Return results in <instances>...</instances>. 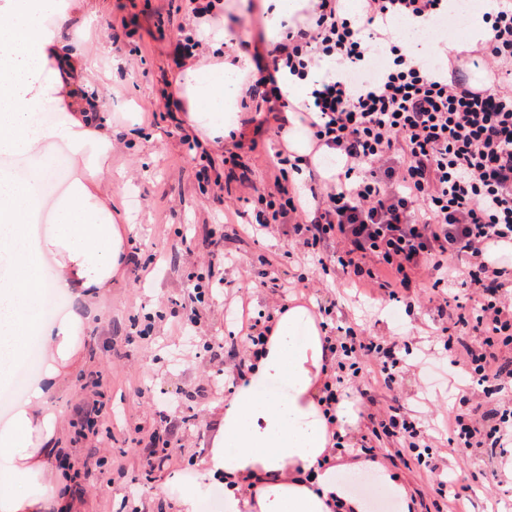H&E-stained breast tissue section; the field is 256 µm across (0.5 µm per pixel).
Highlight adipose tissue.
Here are the masks:
<instances>
[{"label":"adipose tissue","mask_w":512,"mask_h":512,"mask_svg":"<svg viewBox=\"0 0 512 512\" xmlns=\"http://www.w3.org/2000/svg\"><path fill=\"white\" fill-rule=\"evenodd\" d=\"M84 0H0V155H26L49 139L66 142L81 173L57 203L60 222L44 237L29 228L42 200L47 170L33 166L20 180L0 169V387L32 349L47 346L51 364L30 384L31 397L16 406L0 430V471L8 492L0 512H70L68 494L45 500L37 483L57 455L58 414L45 399L78 357L77 338L95 311L94 298L110 287L127 261L126 237L112 201L100 186L112 152V128L90 92L81 91L86 62L77 44L60 43L49 14L67 16ZM201 61L185 63L169 97L202 141L223 138L237 124L245 80L253 65L238 54L224 59L231 32L225 21L205 17L193 24ZM60 110L53 124L41 116ZM57 257L58 274L45 281L41 258ZM57 290L82 299L85 310L48 321L43 296ZM271 341L254 359L224 413L197 478L178 488L183 512H200L201 493L223 478L222 512H364L326 454V421L318 383L328 359L313 314L303 306L279 309ZM259 485L256 497L244 496Z\"/></svg>","instance_id":"adipose-tissue-1"}]
</instances>
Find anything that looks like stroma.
<instances>
[{"instance_id":"stroma-1","label":"stroma","mask_w":512,"mask_h":512,"mask_svg":"<svg viewBox=\"0 0 512 512\" xmlns=\"http://www.w3.org/2000/svg\"><path fill=\"white\" fill-rule=\"evenodd\" d=\"M186 0H92L88 9L62 24V40L84 38L88 54L85 83L102 92L112 122V154L104 165L105 189L112 207L127 217L129 262L123 273L97 299L98 313L79 338V360L49 402L61 416L58 446L69 465L85 464L127 448L120 466L92 472L81 481L74 512H121L128 492H136L140 512H180L176 489L196 479L208 455L215 421L228 396L216 371H232L249 359V351L233 337L241 308L271 320L283 302L264 288L269 261L277 275L296 288L318 280L326 287L318 301L334 302L330 326L354 327L365 335L400 342L403 372L393 387L373 389L377 404L403 407L408 416L426 424L458 406L470 391V379L449 365L436 370L427 362L444 356L438 338L441 323L424 298L378 300L344 286L341 277L321 276L319 262L329 259L296 250L283 230L249 237L238 229L239 217H225V206L244 210L254 189L273 190L274 151L280 139L273 131L254 137L251 110L240 114L237 136L223 146L199 153L182 142L185 124L169 111L166 94L177 69L172 62V34L186 18ZM124 33L112 41L113 30ZM239 156L250 185L233 180L218 188L196 176L203 159L223 172L224 158ZM223 245L237 261L220 263L214 245ZM220 279L204 300L192 298L195 285ZM182 304L189 335H175L173 304ZM152 328L159 338L153 349L139 336ZM96 400L111 407L115 417H128L131 430L116 433L111 448H91L77 439L79 409ZM168 430L175 448L167 468L148 471L142 454L129 451L131 439H147ZM440 469L462 484H473L466 512H512V464L488 459L479 450L436 455Z\"/></svg>"}]
</instances>
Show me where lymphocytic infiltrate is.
I'll return each instance as SVG.
<instances>
[{
  "instance_id": "lymphocytic-infiltrate-1",
  "label": "lymphocytic infiltrate",
  "mask_w": 512,
  "mask_h": 512,
  "mask_svg": "<svg viewBox=\"0 0 512 512\" xmlns=\"http://www.w3.org/2000/svg\"><path fill=\"white\" fill-rule=\"evenodd\" d=\"M447 0H363L360 20L348 18L341 0H315L303 21L280 42L255 53L257 70L247 88L257 111L288 131L285 114L301 111L313 149L341 161L335 177L310 197L292 188L297 156L279 148L276 192H260L247 229L260 235L272 225L306 254L336 245V265L349 284L366 288L386 277L387 287L409 292L423 283L429 302L456 328L445 350L451 366L472 378L466 409L443 416L454 451L482 448L494 458L512 455V264L491 261L492 245L512 243V85L496 72H512V0L488 14L491 38L457 59L448 72L433 71L423 55L377 31L376 20L431 29L448 27ZM337 76L313 84L311 98L296 104L278 83L282 70L306 79L324 58ZM472 288L471 306L448 309L449 282ZM337 370L322 383L320 402L336 432V406L359 394L367 403V431L359 450L378 456L392 440L391 462L436 468V439L413 427L399 408H378L370 386L360 384L369 367L383 385L396 383L401 359L396 342H378L347 328L326 337Z\"/></svg>"
}]
</instances>
